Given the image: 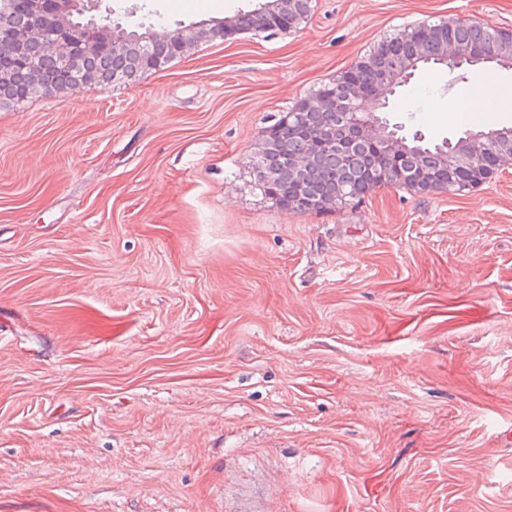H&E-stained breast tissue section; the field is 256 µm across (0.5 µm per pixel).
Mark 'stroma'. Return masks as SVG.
Segmentation results:
<instances>
[{
    "label": "stroma",
    "instance_id": "stroma-1",
    "mask_svg": "<svg viewBox=\"0 0 512 512\" xmlns=\"http://www.w3.org/2000/svg\"><path fill=\"white\" fill-rule=\"evenodd\" d=\"M260 0H101L176 29ZM512 0H313L297 29L0 108V512H512V166L297 215L270 116L384 36ZM512 126V69H422L386 117ZM491 99L486 95L464 94L448 105L449 124H460L464 121V114H478L486 112Z\"/></svg>",
    "mask_w": 512,
    "mask_h": 512
}]
</instances>
